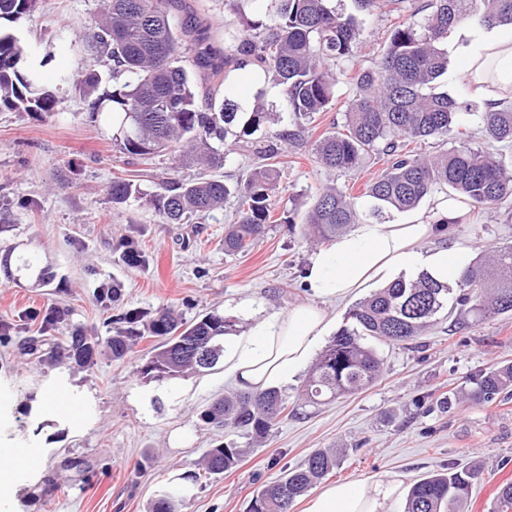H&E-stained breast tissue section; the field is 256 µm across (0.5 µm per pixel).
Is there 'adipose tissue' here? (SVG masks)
<instances>
[{"mask_svg": "<svg viewBox=\"0 0 512 512\" xmlns=\"http://www.w3.org/2000/svg\"><path fill=\"white\" fill-rule=\"evenodd\" d=\"M450 51L466 57L462 78L476 98L493 103L512 93V37L497 26L466 24L449 36ZM456 204L443 200L428 216L408 222L361 220L328 247L309 258L305 270L308 300L267 315L251 301L238 311L246 329L224 335V372L242 391H256L292 381L332 327L327 307L372 284L390 285L428 275L440 284L455 283L468 264L469 250L431 246L440 223L459 217ZM401 483L383 475L321 488L304 512H398Z\"/></svg>", "mask_w": 512, "mask_h": 512, "instance_id": "obj_1", "label": "adipose tissue"}]
</instances>
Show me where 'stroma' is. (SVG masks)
I'll use <instances>...</instances> for the list:
<instances>
[{"label":"stroma","instance_id":"35a3bbf8","mask_svg":"<svg viewBox=\"0 0 512 512\" xmlns=\"http://www.w3.org/2000/svg\"><path fill=\"white\" fill-rule=\"evenodd\" d=\"M426 3L404 0L401 11L368 13L357 0H333L361 20L357 66L371 64L392 24L423 21ZM101 6L102 0H38L23 21V44L35 52L54 48L47 82L77 72L89 58L85 36ZM250 74L247 66L235 70L220 96L247 110L263 94L278 128L291 127L274 83L256 86ZM354 92L340 77L333 108L280 143L273 206L287 219L235 255L223 247L235 198L199 223H166L147 195L160 193L171 178L194 180L200 166L173 152L128 158L112 138L111 123L90 120L89 99L79 87L61 86L62 104L50 114L0 110V440L41 458L39 470L18 474L0 512H147L161 490L180 500V512H247L264 485L317 448L335 450L340 460L327 477L331 483L388 473L407 488L447 465L479 464L483 476L468 512H494L498 487L512 482V399L476 403L467 394L476 374L512 361L511 315L456 309L413 346L379 344L380 379L361 394L319 407L299 404L306 375L298 373L282 388L296 415L261 442L216 432L202 418L234 389L223 364L172 379L140 375L157 343L150 336L120 361L100 348L89 367L57 353L77 328L99 340L112 336L120 315L131 309L150 319L168 312L188 321L213 311L232 316L244 300L267 314L306 300L303 272L318 244L304 236L302 223L314 195L326 186L351 189L360 216H371L373 201L362 186L386 167L374 157L349 174L316 160L315 141L343 124V103ZM118 176L133 179L145 198L113 204L110 186ZM461 211L439 229L434 246L458 243L475 258L512 244V201ZM125 241L142 252L144 264L122 261ZM104 283L117 285L119 293L103 303ZM52 309L60 320L47 329L42 322ZM57 389L83 401L84 426L39 409L43 394ZM448 391L452 404L439 411L431 399ZM218 440L236 442L245 454L236 468L204 475L203 456Z\"/></svg>","mask_w":512,"mask_h":512}]
</instances>
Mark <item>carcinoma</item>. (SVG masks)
<instances>
[{
	"label": "carcinoma",
	"mask_w": 512,
	"mask_h": 512,
	"mask_svg": "<svg viewBox=\"0 0 512 512\" xmlns=\"http://www.w3.org/2000/svg\"><path fill=\"white\" fill-rule=\"evenodd\" d=\"M251 0H224V11L235 16L236 31L226 54L206 44L208 36L191 16L175 22L172 11L185 0H104L86 39L93 61L77 80L91 97L90 114H107L119 123L115 141L122 153L146 159L179 149L180 157L210 170L224 167V139L236 128L242 140L253 136L270 115L262 99L241 112L229 99L217 101L213 88L200 91L189 69L223 83L231 69L252 63L280 87L295 125L331 108L336 99V65L359 52V21L330 5V0H276L267 24L247 13ZM37 0H0V109L34 115L55 112L61 104L42 83L37 54L18 36L23 20ZM424 23L397 22L373 65L349 75L356 91L345 109L342 129L326 133L316 143L318 161L334 170L360 169L373 154L389 157L385 172L367 186L376 201L374 214L386 209L410 212L437 191L452 192L478 210H489L512 199V103L495 110L457 102L435 92V82L448 69V31L460 22L474 25L512 24V0H429ZM479 112L485 140L496 151L462 143L435 155L417 154L414 142L448 137L459 110ZM288 130L265 132L267 144L254 148L255 168L234 187L208 175L194 182H172L166 193L149 202L168 224H187L196 215L237 199L235 218L224 233V253L246 250L262 238L272 218V197L281 169L277 142ZM112 203L143 195L132 179L112 180ZM360 221L350 195L327 187L316 194L305 224L318 242H331ZM456 304L485 317L512 313V245L498 247L469 264L458 280ZM452 289L421 276L398 280L353 306L345 323L324 349L301 396L313 404L355 395L373 385L381 374V359L371 340L405 343L437 322L448 307ZM124 327L106 340L112 358L121 359L148 325L161 338L140 368L146 376L174 378L189 370L210 369L224 353V331L233 321L209 313L189 324L169 315L145 322L137 310L120 317ZM99 343L75 329L62 355L87 365ZM470 398L492 402L512 395V362H505L472 379ZM288 417V397L273 387L237 392L216 401L204 414L217 429L232 428L255 441L270 435ZM245 449L234 442L210 448L203 465L211 474L237 466ZM338 466L336 452L317 449L297 468L266 485L252 497L248 512H289L292 502ZM480 469L436 470L416 480L407 495L406 512H462ZM151 512H179V501L162 493Z\"/></svg>",
	"instance_id": "1"
}]
</instances>
